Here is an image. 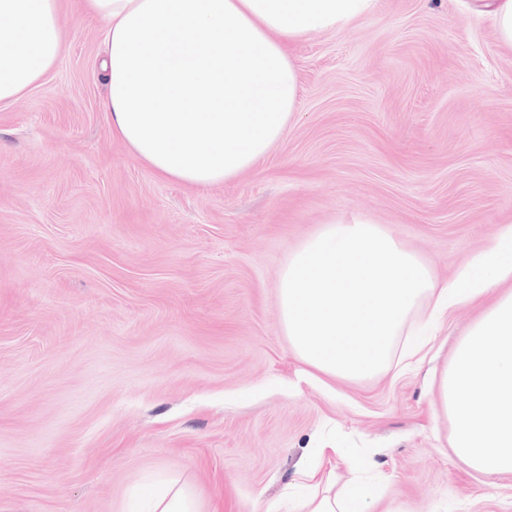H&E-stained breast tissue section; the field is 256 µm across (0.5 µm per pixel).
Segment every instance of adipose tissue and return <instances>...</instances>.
I'll use <instances>...</instances> for the list:
<instances>
[{"label": "adipose tissue", "mask_w": 512, "mask_h": 512, "mask_svg": "<svg viewBox=\"0 0 512 512\" xmlns=\"http://www.w3.org/2000/svg\"><path fill=\"white\" fill-rule=\"evenodd\" d=\"M105 25L104 108L112 134L160 179L209 188L254 169L298 116L291 44L354 26L378 0H82ZM58 0H0V104L58 61ZM454 455L475 473H512V293L492 302L442 370ZM288 512H374L331 474L298 475ZM140 512H204L183 475L146 477Z\"/></svg>", "instance_id": "obj_1"}]
</instances>
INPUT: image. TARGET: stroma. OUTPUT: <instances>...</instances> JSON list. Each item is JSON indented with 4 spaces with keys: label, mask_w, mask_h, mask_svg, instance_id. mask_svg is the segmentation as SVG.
Masks as SVG:
<instances>
[{
    "label": "stroma",
    "mask_w": 512,
    "mask_h": 512,
    "mask_svg": "<svg viewBox=\"0 0 512 512\" xmlns=\"http://www.w3.org/2000/svg\"><path fill=\"white\" fill-rule=\"evenodd\" d=\"M56 66L0 105V512H129L154 472L206 512H264L318 460H362L396 512H512V473L450 447L431 367L478 317L449 310L425 357L322 383L292 353L277 274L361 217L454 274L512 222V49L461 0H379L292 45L298 118L254 171L195 189L113 137L104 25L59 0ZM333 449H323V442Z\"/></svg>",
    "instance_id": "35a3bbf8"
}]
</instances>
